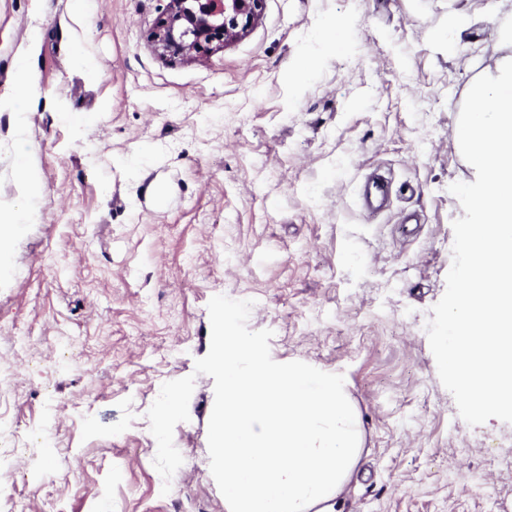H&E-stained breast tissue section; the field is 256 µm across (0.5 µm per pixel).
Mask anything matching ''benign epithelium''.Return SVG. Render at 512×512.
Masks as SVG:
<instances>
[{
	"label": "benign epithelium",
	"instance_id": "benign-epithelium-1",
	"mask_svg": "<svg viewBox=\"0 0 512 512\" xmlns=\"http://www.w3.org/2000/svg\"><path fill=\"white\" fill-rule=\"evenodd\" d=\"M263 0H168L151 41L165 57L202 61L245 35Z\"/></svg>",
	"mask_w": 512,
	"mask_h": 512
}]
</instances>
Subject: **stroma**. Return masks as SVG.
Returning <instances> with one entry per match:
<instances>
[{
  "mask_svg": "<svg viewBox=\"0 0 512 512\" xmlns=\"http://www.w3.org/2000/svg\"><path fill=\"white\" fill-rule=\"evenodd\" d=\"M167 0H0V209L37 218L0 248V422L19 453L0 512H226L210 471L213 296L253 300L270 354L343 371L362 450L342 512H512V479H468L512 424L469 426L426 324L446 288L467 92L512 43V0H264L205 61L150 40ZM471 25L444 40L458 12ZM39 188L18 186L17 119ZM390 175L367 217L360 189ZM194 376L155 469L147 412ZM456 432H449V425Z\"/></svg>",
  "mask_w": 512,
  "mask_h": 512,
  "instance_id": "35a3bbf8",
  "label": "stroma"
}]
</instances>
